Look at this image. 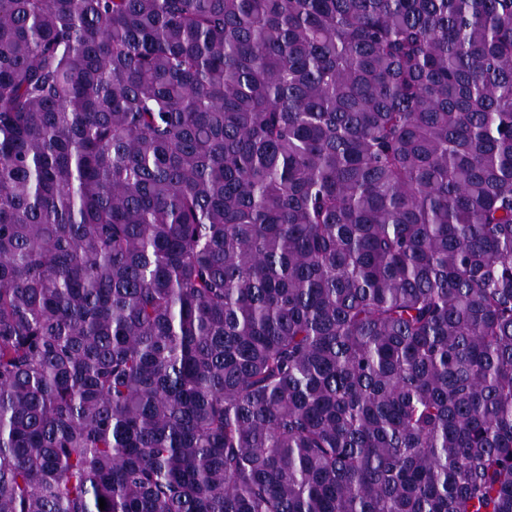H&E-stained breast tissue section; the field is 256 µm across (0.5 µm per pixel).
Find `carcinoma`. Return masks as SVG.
<instances>
[{"label":"carcinoma","mask_w":512,"mask_h":512,"mask_svg":"<svg viewBox=\"0 0 512 512\" xmlns=\"http://www.w3.org/2000/svg\"><path fill=\"white\" fill-rule=\"evenodd\" d=\"M0 512H512V0H0Z\"/></svg>","instance_id":"carcinoma-1"}]
</instances>
